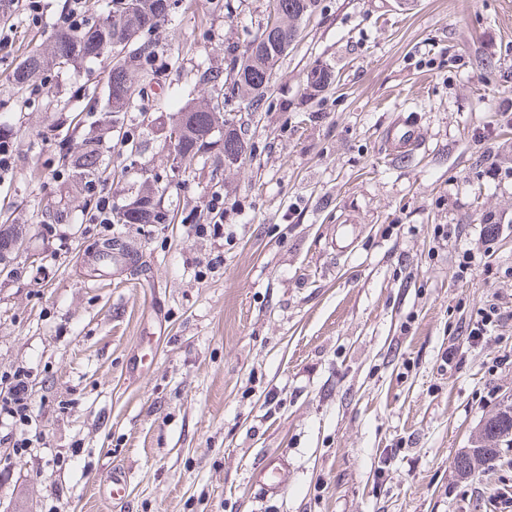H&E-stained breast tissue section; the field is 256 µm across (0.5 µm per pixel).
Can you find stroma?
I'll use <instances>...</instances> for the list:
<instances>
[{
	"instance_id": "1",
	"label": "stroma",
	"mask_w": 512,
	"mask_h": 512,
	"mask_svg": "<svg viewBox=\"0 0 512 512\" xmlns=\"http://www.w3.org/2000/svg\"><path fill=\"white\" fill-rule=\"evenodd\" d=\"M232 3L178 0L155 35L180 65L166 90L265 23L269 0ZM65 4L44 0L36 25L0 0V79L49 44ZM298 27L264 105L234 114L248 163L215 167L212 146L166 197L171 224L89 223L87 191L59 170L57 133L108 60L57 77L68 111L0 103L15 153L0 207L24 240L0 272V390L20 371L31 400L23 429L0 422V512H512V450L453 468L512 401V0H318ZM316 64L336 82L312 97ZM400 115L420 132L403 158L383 141ZM159 116L132 115L147 146L99 182L114 207L143 170L167 172L146 124ZM111 238L125 252L108 263ZM489 306L501 321L471 336ZM266 453L288 469L263 502ZM115 467L119 502L98 488Z\"/></svg>"
}]
</instances>
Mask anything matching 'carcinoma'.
Returning a JSON list of instances; mask_svg holds the SVG:
<instances>
[{
  "mask_svg": "<svg viewBox=\"0 0 512 512\" xmlns=\"http://www.w3.org/2000/svg\"><path fill=\"white\" fill-rule=\"evenodd\" d=\"M273 17L259 28L256 36L244 50L229 47L224 53L225 68L197 69L193 85L184 88L185 102L176 113L180 125L179 152L185 158L184 172H191L199 153L209 144L212 131L224 130V158L247 155L248 142L245 132L234 120L224 118L213 95L223 92L224 106L233 100L247 102L248 109L257 111L265 102L270 78L278 60L286 48L267 54L253 51V45L270 26L284 28L290 38L297 36V23L315 7V0H272ZM169 0H112V13L103 21L85 24L78 30H61L45 53L39 52L22 60L8 76L11 96L21 98L29 83L54 69L58 72L75 68L87 60L98 59L106 44L114 39L126 42L130 47L121 65H114L108 72L107 99L99 122L104 130L117 135L122 153L131 159L142 155L146 145L141 135L126 123V116L142 110V93L145 87L155 83L167 67L156 62V44L144 40L168 20ZM307 86L318 93L330 84L332 73L326 67H316L306 75ZM206 89L205 102L199 104L194 97L195 88ZM62 166L72 170L73 176L83 182H94L106 170L101 136L88 134L74 151L70 139L63 140L60 155ZM171 182L158 174L145 177L128 204L120 207L113 218L115 224H167L172 220L170 211L162 201ZM19 236L16 226L0 224V262L12 252L13 238ZM512 437V402L500 407L481 426L477 441L472 444V455L464 466H455L461 475H470L481 465L499 457L500 448L507 437Z\"/></svg>",
  "mask_w": 512,
  "mask_h": 512,
  "instance_id": "1",
  "label": "carcinoma"
}]
</instances>
